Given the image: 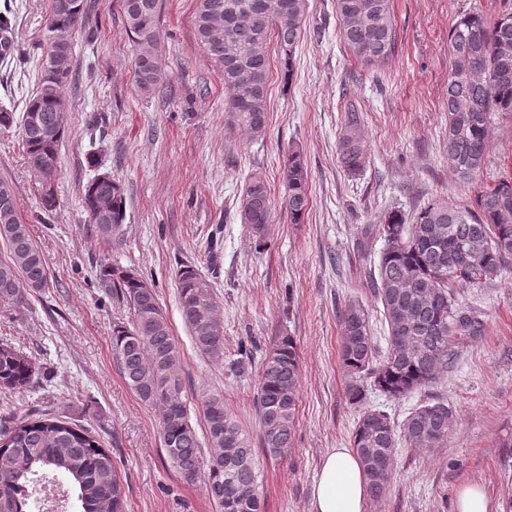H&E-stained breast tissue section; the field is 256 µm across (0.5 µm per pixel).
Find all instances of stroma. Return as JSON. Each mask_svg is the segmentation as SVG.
I'll use <instances>...</instances> for the list:
<instances>
[{
    "label": "stroma",
    "instance_id": "stroma-1",
    "mask_svg": "<svg viewBox=\"0 0 512 512\" xmlns=\"http://www.w3.org/2000/svg\"><path fill=\"white\" fill-rule=\"evenodd\" d=\"M74 39V76L65 86L68 136L59 150L57 207L43 214L19 128L0 132V179L13 183L19 216L44 253L48 288L23 306L0 304V342L30 355L43 373L16 396L18 414L52 413L100 436L128 481L127 512H218L203 480L185 482L162 445L160 413L123 380L112 353V322L126 306L96 282L102 263L136 268L155 288L179 351L184 400L203 429L206 396L222 395L251 437L261 362L280 337H293L301 367L294 445L287 456L259 455L265 512H309L321 462L351 444L360 407L347 396L339 315L356 299L386 348L382 306L369 274L381 238L366 225L434 201L471 207L478 184L458 181L446 155L448 33L464 14L488 19L512 0H392L398 45L387 65H362L345 45L336 0H307L294 71L284 78L270 48L268 126L254 140L231 125L219 68L198 47L192 0H162L158 91L142 94L133 76L137 47L121 0H94ZM49 0H0L11 10L17 57L0 62V105L22 112L38 84ZM361 113L368 163L348 175L338 160L345 108ZM301 152L309 209L292 224L279 209L282 167ZM98 151L125 187V234L105 244L81 202ZM266 180L273 205L265 246L238 215L245 182ZM488 177L512 176V120H496ZM195 265L213 285L224 320V354L199 355L181 318L176 273ZM457 294L485 321L481 336L456 347V364L428 389L394 399L378 391L366 405L402 421L422 401L448 402L454 423L443 448L401 449L382 501L366 512H456L458 493L482 485L490 512H512V269L483 288Z\"/></svg>",
    "mask_w": 512,
    "mask_h": 512
}]
</instances>
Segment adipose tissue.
I'll return each mask as SVG.
<instances>
[{
	"label": "adipose tissue",
	"mask_w": 512,
	"mask_h": 512,
	"mask_svg": "<svg viewBox=\"0 0 512 512\" xmlns=\"http://www.w3.org/2000/svg\"><path fill=\"white\" fill-rule=\"evenodd\" d=\"M367 481L358 455L335 448L326 456L309 512H365Z\"/></svg>",
	"instance_id": "obj_1"
}]
</instances>
